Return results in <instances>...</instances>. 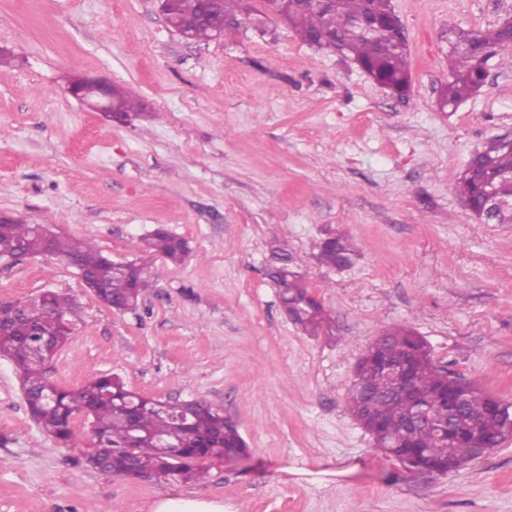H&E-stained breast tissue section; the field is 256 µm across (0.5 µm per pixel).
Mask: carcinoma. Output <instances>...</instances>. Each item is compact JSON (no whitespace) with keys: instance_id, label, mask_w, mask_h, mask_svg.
Here are the masks:
<instances>
[{"instance_id":"obj_1","label":"carcinoma","mask_w":512,"mask_h":512,"mask_svg":"<svg viewBox=\"0 0 512 512\" xmlns=\"http://www.w3.org/2000/svg\"><path fill=\"white\" fill-rule=\"evenodd\" d=\"M250 0H219L208 5L202 0H167L166 17L175 30H184L191 40L214 39L215 19L219 15L248 19ZM288 10V23L303 40L327 35L337 37L343 51L352 55L379 84L398 89L409 87L408 46L398 41L394 27L387 26L374 35L363 34L357 21L371 15L388 18L391 0H336L325 9L280 3ZM212 20L199 21L204 10ZM506 32L500 25L491 29H459L449 37L454 48L448 51L452 81L441 92V105L450 107L475 95L485 86V73L472 46L497 50ZM111 118L123 122L134 111L135 103L117 85L108 86ZM492 179L495 194L512 200V148L498 140L476 153L463 170L458 191L477 195L481 185L470 176V168ZM149 251L173 263L188 252L184 240L163 228L155 229L147 240ZM30 255L44 251L43 239L35 224L22 220L0 222V261H15L20 251ZM52 252L65 261L75 260L78 270L96 284L93 294L109 307L127 303L138 305L159 278L139 267L135 278L123 272V265L104 256L87 240L53 237ZM356 247L345 237L326 239L320 245L322 264L342 269L353 264ZM274 266L267 275L278 288V296L290 320L306 332H317L325 321L321 303L309 292L304 277L293 269V257L280 247L271 249ZM33 300L41 301L46 311L67 321L76 316L74 301L58 292L44 291ZM73 328L64 329L50 318H10L0 323V356L9 358L20 373L24 399L31 416L53 437L73 448L79 447L74 419L84 417L90 424L93 448L85 455L86 467L123 476L137 469L158 480L174 476L200 482L205 472L195 467L200 458L241 455L247 445L233 421L206 399L190 400L187 425L176 424L173 415L152 406L154 399L126 388L114 375L99 376L76 389L61 387L50 380L45 368L69 340ZM385 358H402L409 381L382 375L378 363ZM460 379L437 369L427 343L404 325L376 338L360 359L348 392L350 413L375 437L388 456L405 461L415 470L430 466L444 473L455 471L469 459L485 452L482 437L490 434L502 441L512 437V408L469 384L467 409L470 420L459 425L448 439L438 437L426 426L414 429L409 446H396L405 418L418 405L440 411L451 387ZM176 436L181 445L179 457L169 456L157 446V438Z\"/></svg>"}]
</instances>
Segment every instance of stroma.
I'll list each match as a JSON object with an SVG mask.
<instances>
[{"instance_id":"1","label":"stroma","mask_w":512,"mask_h":512,"mask_svg":"<svg viewBox=\"0 0 512 512\" xmlns=\"http://www.w3.org/2000/svg\"><path fill=\"white\" fill-rule=\"evenodd\" d=\"M409 44L399 97L352 59L271 20L195 43L158 0H0V212L92 241L161 276L132 311L86 288L61 257L0 262V300L52 290L81 306L47 374L74 388L104 374L162 401L203 397L248 451L201 458L200 483L86 468L32 419L0 356V512H150L180 496L224 512H512V438L456 472L408 471L347 410L356 365L386 330L411 327L436 365L512 405V224H484L457 182L472 156L512 140V67L491 59L482 91L450 109L448 31L485 29L512 0H392ZM122 86L126 123L70 88ZM181 263L151 253L156 227ZM354 264L316 259L327 235ZM288 248L320 301L318 335L297 328L266 274ZM147 245L150 252L161 254L173 263L181 262L188 252L185 241L164 228H156L148 238Z\"/></svg>"}]
</instances>
